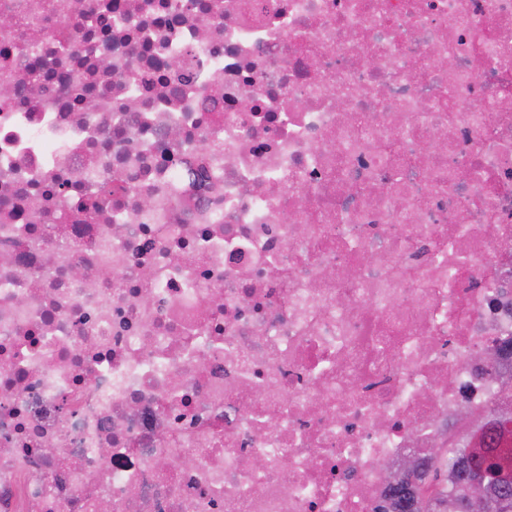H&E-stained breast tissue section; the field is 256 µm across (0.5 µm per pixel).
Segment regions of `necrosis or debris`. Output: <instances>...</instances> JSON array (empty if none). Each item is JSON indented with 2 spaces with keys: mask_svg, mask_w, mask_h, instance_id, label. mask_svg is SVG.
Returning a JSON list of instances; mask_svg holds the SVG:
<instances>
[{
  "mask_svg": "<svg viewBox=\"0 0 512 512\" xmlns=\"http://www.w3.org/2000/svg\"><path fill=\"white\" fill-rule=\"evenodd\" d=\"M1 86L0 512H374L512 403V0H0Z\"/></svg>",
  "mask_w": 512,
  "mask_h": 512,
  "instance_id": "4bbe7bcc",
  "label": "necrosis or debris"
}]
</instances>
